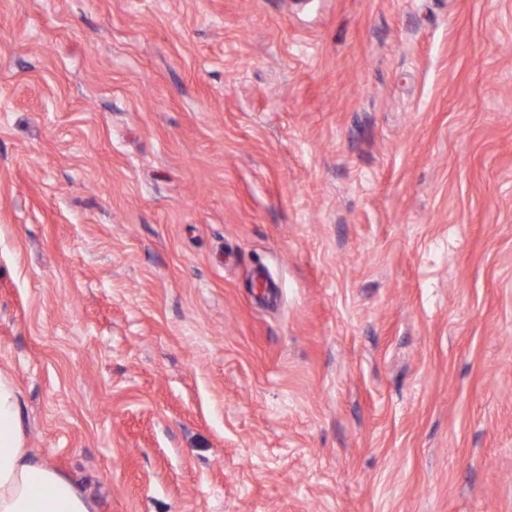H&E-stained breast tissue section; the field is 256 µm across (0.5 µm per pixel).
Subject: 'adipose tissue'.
Here are the masks:
<instances>
[{
  "label": "adipose tissue",
  "instance_id": "ef3b65f1",
  "mask_svg": "<svg viewBox=\"0 0 512 512\" xmlns=\"http://www.w3.org/2000/svg\"><path fill=\"white\" fill-rule=\"evenodd\" d=\"M0 512H96L70 479L28 455L12 381L0 375Z\"/></svg>",
  "mask_w": 512,
  "mask_h": 512
}]
</instances>
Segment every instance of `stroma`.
<instances>
[{
  "label": "stroma",
  "mask_w": 512,
  "mask_h": 512,
  "mask_svg": "<svg viewBox=\"0 0 512 512\" xmlns=\"http://www.w3.org/2000/svg\"><path fill=\"white\" fill-rule=\"evenodd\" d=\"M0 372L97 512H512V0H0Z\"/></svg>",
  "instance_id": "35a3bbf8"
}]
</instances>
